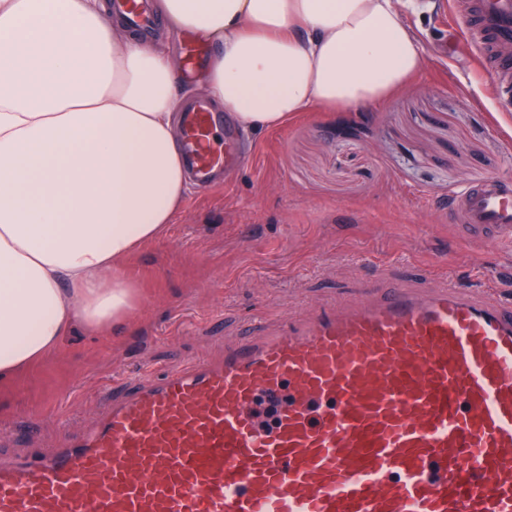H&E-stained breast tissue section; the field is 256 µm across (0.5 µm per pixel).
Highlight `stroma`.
<instances>
[{
  "label": "stroma",
  "instance_id": "35a3bbf8",
  "mask_svg": "<svg viewBox=\"0 0 512 512\" xmlns=\"http://www.w3.org/2000/svg\"><path fill=\"white\" fill-rule=\"evenodd\" d=\"M403 15L425 70L384 102L255 135L231 186L192 188L165 235L122 265L142 292L131 325L76 331L0 385V426L25 429L0 445L1 462L78 434L124 377L220 356L253 319L277 327L379 274L512 290V251L461 241L447 220L465 185L512 178V111L500 109L512 97L477 67L450 0Z\"/></svg>",
  "mask_w": 512,
  "mask_h": 512
}]
</instances>
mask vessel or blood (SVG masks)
Here are the masks:
<instances>
[{
    "label": "vessel or blood",
    "instance_id": "vessel-or-blood-1",
    "mask_svg": "<svg viewBox=\"0 0 512 512\" xmlns=\"http://www.w3.org/2000/svg\"><path fill=\"white\" fill-rule=\"evenodd\" d=\"M453 7L480 68L512 86V0ZM181 128L200 183L232 175L231 119L199 101ZM450 222L511 246L512 179L462 188ZM124 384L79 436L0 463V512H512V299L492 282L382 275Z\"/></svg>",
    "mask_w": 512,
    "mask_h": 512
}]
</instances>
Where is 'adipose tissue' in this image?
<instances>
[{"instance_id":"1","label":"adipose tissue","mask_w":512,"mask_h":512,"mask_svg":"<svg viewBox=\"0 0 512 512\" xmlns=\"http://www.w3.org/2000/svg\"><path fill=\"white\" fill-rule=\"evenodd\" d=\"M173 33L214 47L200 78L245 133L388 99L424 69L399 0H156ZM187 98L163 38L104 0H0V382L81 326L128 325L122 262L190 190Z\"/></svg>"}]
</instances>
